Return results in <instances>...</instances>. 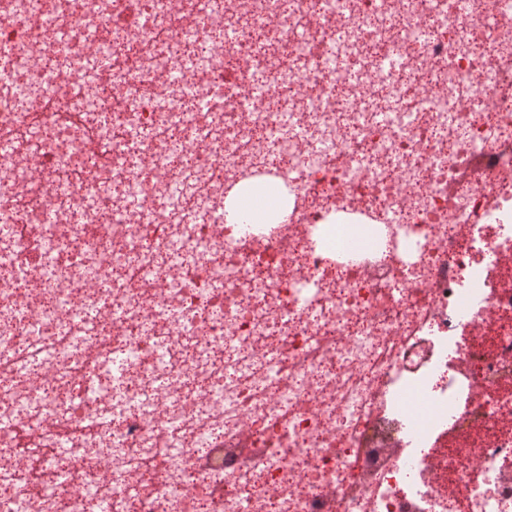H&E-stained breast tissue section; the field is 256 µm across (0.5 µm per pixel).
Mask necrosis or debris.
Instances as JSON below:
<instances>
[{
  "instance_id": "necrosis-or-debris-1",
  "label": "necrosis or debris",
  "mask_w": 512,
  "mask_h": 512,
  "mask_svg": "<svg viewBox=\"0 0 512 512\" xmlns=\"http://www.w3.org/2000/svg\"><path fill=\"white\" fill-rule=\"evenodd\" d=\"M0 67V512H512V8L0 0Z\"/></svg>"
}]
</instances>
